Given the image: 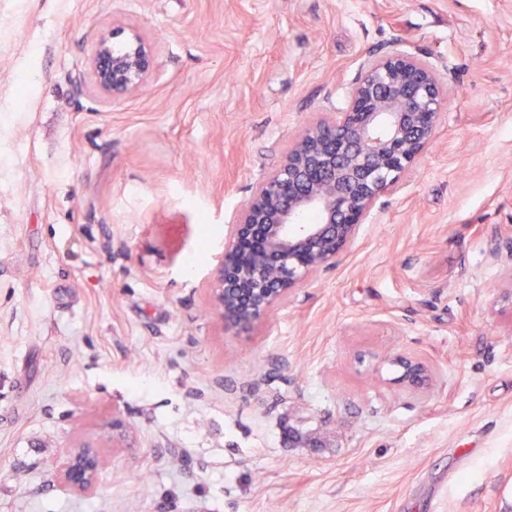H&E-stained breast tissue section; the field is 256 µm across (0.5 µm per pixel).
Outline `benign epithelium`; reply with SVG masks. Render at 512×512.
I'll use <instances>...</instances> for the list:
<instances>
[{"label": "benign epithelium", "mask_w": 512, "mask_h": 512, "mask_svg": "<svg viewBox=\"0 0 512 512\" xmlns=\"http://www.w3.org/2000/svg\"><path fill=\"white\" fill-rule=\"evenodd\" d=\"M153 59L152 42L140 28L103 30L88 59L90 88L106 100L133 95L149 81ZM446 95L430 64L393 51L367 65L343 108L320 113L302 129L225 225L208 288L223 329L268 318L308 277L336 264L376 200L431 143ZM310 213L314 224L306 221ZM398 363L406 390L428 394L436 386L439 373L428 359L405 355ZM101 464L98 444L73 446L58 466L59 490H94Z\"/></svg>", "instance_id": "benign-epithelium-1"}]
</instances>
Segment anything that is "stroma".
<instances>
[{
	"label": "stroma",
	"mask_w": 512,
	"mask_h": 512,
	"mask_svg": "<svg viewBox=\"0 0 512 512\" xmlns=\"http://www.w3.org/2000/svg\"><path fill=\"white\" fill-rule=\"evenodd\" d=\"M116 20L154 67L106 102ZM397 50L448 88L431 144L334 268L223 330L206 225ZM107 431L94 492L58 490ZM0 512H512V0H0ZM153 59L152 42L140 28L112 23V29L99 32L93 43L88 59L90 88L106 100L133 95L149 81ZM402 373L399 384L408 391L428 394L437 384L439 373L436 366L425 357L405 355L398 359Z\"/></svg>",
	"instance_id": "1"
}]
</instances>
